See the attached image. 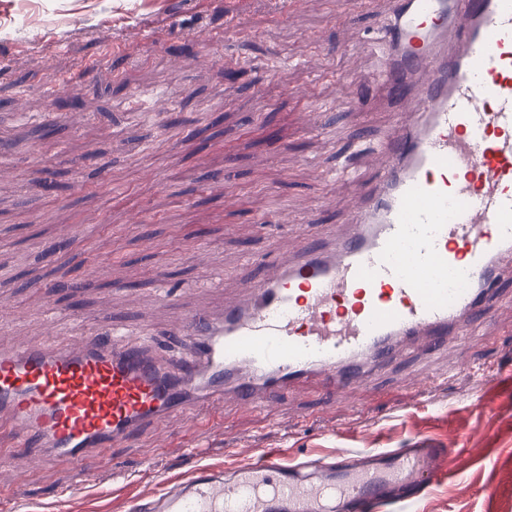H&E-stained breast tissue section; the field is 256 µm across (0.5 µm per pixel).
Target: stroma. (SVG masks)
Returning <instances> with one entry per match:
<instances>
[{
    "instance_id": "obj_1",
    "label": "stroma",
    "mask_w": 512,
    "mask_h": 512,
    "mask_svg": "<svg viewBox=\"0 0 512 512\" xmlns=\"http://www.w3.org/2000/svg\"><path fill=\"white\" fill-rule=\"evenodd\" d=\"M390 8L370 0L348 23L334 0H0V344L44 340L54 307L55 343L114 322L166 355L174 308L221 306L271 254L348 234L352 189L331 175L372 180L367 152L396 121L368 47ZM307 107L323 129L301 128ZM498 288L489 323L436 356L403 342L359 392L305 381L264 411L144 427L109 448L102 481L75 486L53 454L18 451L6 512H56L67 485L66 512H130L195 462L231 470L275 448L323 465L422 439L448 451L424 512H512V277Z\"/></svg>"
}]
</instances>
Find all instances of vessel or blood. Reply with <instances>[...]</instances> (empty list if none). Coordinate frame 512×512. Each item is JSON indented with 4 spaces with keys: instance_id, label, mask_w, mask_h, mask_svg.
I'll return each mask as SVG.
<instances>
[{
    "instance_id": "b4317fda",
    "label": "vessel or blood",
    "mask_w": 512,
    "mask_h": 512,
    "mask_svg": "<svg viewBox=\"0 0 512 512\" xmlns=\"http://www.w3.org/2000/svg\"><path fill=\"white\" fill-rule=\"evenodd\" d=\"M376 43L404 119L372 150L378 176L359 187L348 236L176 319L190 359L174 368L120 334L0 347V429L15 446L49 449L90 482L106 448L164 418L227 399L268 407L313 376L357 389L400 339L434 351L469 337L512 261V0H396ZM446 455L423 442L317 468L262 448L226 473L194 465L131 512H421L397 490L447 479Z\"/></svg>"
}]
</instances>
